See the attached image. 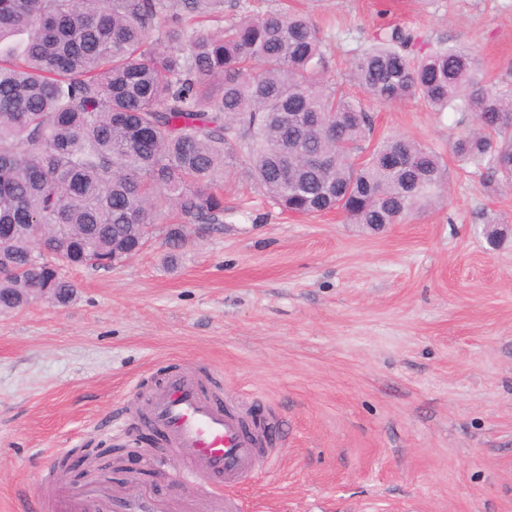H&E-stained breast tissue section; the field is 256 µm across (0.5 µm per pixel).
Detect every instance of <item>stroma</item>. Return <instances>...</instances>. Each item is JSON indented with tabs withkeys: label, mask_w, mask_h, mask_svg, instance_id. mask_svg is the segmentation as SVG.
Wrapping results in <instances>:
<instances>
[{
	"label": "stroma",
	"mask_w": 512,
	"mask_h": 512,
	"mask_svg": "<svg viewBox=\"0 0 512 512\" xmlns=\"http://www.w3.org/2000/svg\"><path fill=\"white\" fill-rule=\"evenodd\" d=\"M319 25L328 78L363 92L352 58L384 27L476 49L512 89V0H246ZM375 137L442 154V203L373 232L337 213L273 207L237 169L224 222L148 246L109 270L69 268L73 300L0 312V512L22 496L70 512L89 486L64 457L89 452L112 496L142 489L162 512H224L144 440L141 398L166 370L196 373L247 418H275V469L245 512H512V192L459 168L448 143L470 120L423 100L371 103Z\"/></svg>",
	"instance_id": "35a3bbf8"
}]
</instances>
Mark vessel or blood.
Here are the masks:
<instances>
[{
  "mask_svg": "<svg viewBox=\"0 0 512 512\" xmlns=\"http://www.w3.org/2000/svg\"><path fill=\"white\" fill-rule=\"evenodd\" d=\"M146 416L166 432L179 478H206L223 493L224 512H239L234 490L272 455L263 441L264 426L224 409L204 393L196 374L182 370L166 373L148 399ZM72 512H156V506L136 491L113 498L102 488L89 487L73 502Z\"/></svg>",
  "mask_w": 512,
  "mask_h": 512,
  "instance_id": "1",
  "label": "vessel or blood"
}]
</instances>
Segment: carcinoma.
I'll use <instances>...</instances> for the list:
<instances>
[{"instance_id": "carcinoma-1", "label": "carcinoma", "mask_w": 512, "mask_h": 512, "mask_svg": "<svg viewBox=\"0 0 512 512\" xmlns=\"http://www.w3.org/2000/svg\"><path fill=\"white\" fill-rule=\"evenodd\" d=\"M213 18L224 0H0V309L28 306L34 288L68 304L62 267L112 268L165 215L175 247L188 225L224 223L221 183L240 158L283 210L373 230L442 198L436 152L373 139L366 106L327 83L309 16L242 12L197 29ZM375 39L352 60L355 82L383 104L471 116L454 158L511 189L512 91L487 84L475 50L419 57V36L396 28ZM481 234L507 239L495 219Z\"/></svg>"}]
</instances>
